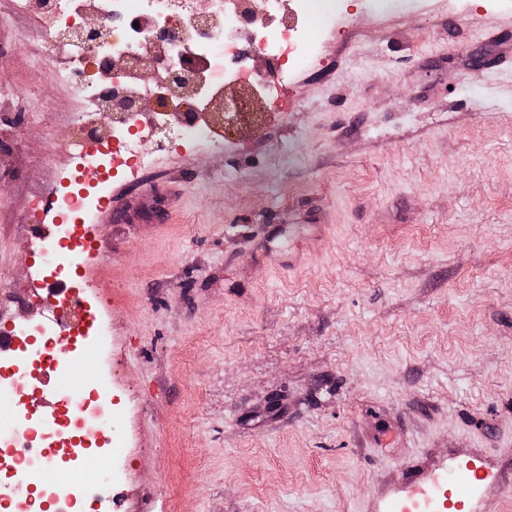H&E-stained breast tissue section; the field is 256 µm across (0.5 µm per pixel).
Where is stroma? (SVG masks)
<instances>
[{
  "label": "stroma",
  "instance_id": "obj_1",
  "mask_svg": "<svg viewBox=\"0 0 512 512\" xmlns=\"http://www.w3.org/2000/svg\"><path fill=\"white\" fill-rule=\"evenodd\" d=\"M344 0L286 109L215 77L218 147L143 144L95 230L112 512H380L409 473L512 469V0ZM0 0V331L51 323L24 226L83 110Z\"/></svg>",
  "mask_w": 512,
  "mask_h": 512
}]
</instances>
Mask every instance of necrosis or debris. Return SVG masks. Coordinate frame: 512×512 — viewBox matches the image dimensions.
Segmentation results:
<instances>
[{"label": "necrosis or debris", "instance_id": "1", "mask_svg": "<svg viewBox=\"0 0 512 512\" xmlns=\"http://www.w3.org/2000/svg\"><path fill=\"white\" fill-rule=\"evenodd\" d=\"M37 6L41 17L39 44L50 46L55 55L65 57L62 78L88 104L73 122L78 135L71 172L80 186L62 194L61 209L81 216L85 194L97 190L107 176L144 163L141 146L151 140L157 148L213 145L211 127L199 115L196 98L185 104L182 123L170 126L166 115L149 121L139 106L154 88L152 78L133 80L115 69V60L124 57L154 55L167 60L171 69L183 61L214 58L243 60L254 49H263L274 63L264 84L268 95H275L289 64L304 63L308 55L296 41V31L285 25L276 32L265 29L262 17L251 0H15L17 13ZM105 19L108 31L104 40L79 44L59 41L64 30L79 28L85 16ZM101 79L90 83V72ZM107 100L124 103L123 111L100 126L96 116ZM81 414L63 410L50 426L34 424L17 427L9 436L0 437L9 466L18 476L35 475L52 482L56 462L65 459L77 466L91 448H104L110 441L102 428L103 406L98 394L86 392L80 402Z\"/></svg>", "mask_w": 512, "mask_h": 512}]
</instances>
